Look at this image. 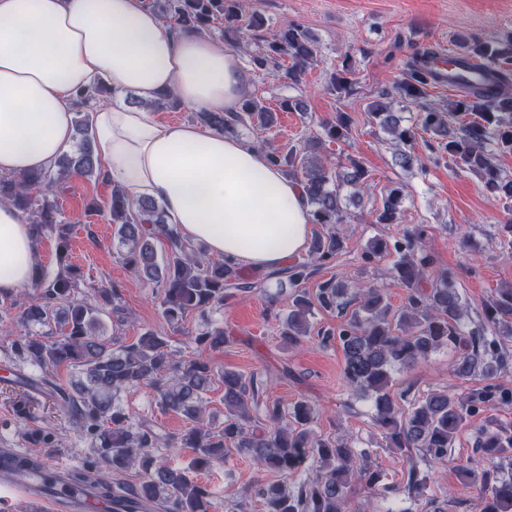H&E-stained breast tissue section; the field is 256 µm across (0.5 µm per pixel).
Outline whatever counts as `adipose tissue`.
Here are the masks:
<instances>
[{"label":"adipose tissue","instance_id":"obj_1","mask_svg":"<svg viewBox=\"0 0 512 512\" xmlns=\"http://www.w3.org/2000/svg\"><path fill=\"white\" fill-rule=\"evenodd\" d=\"M112 85L91 114L106 178L161 204L180 237L245 268L302 253L311 209L300 183L248 141L191 122L159 123L164 91L209 112L236 110L246 72L223 43L174 32L143 0H0V175L53 167L73 137L78 91ZM134 92L139 105L125 104ZM30 214L0 202V295L29 286L38 264Z\"/></svg>","mask_w":512,"mask_h":512}]
</instances>
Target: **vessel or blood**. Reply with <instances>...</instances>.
<instances>
[{
    "label": "vessel or blood",
    "instance_id": "obj_1",
    "mask_svg": "<svg viewBox=\"0 0 512 512\" xmlns=\"http://www.w3.org/2000/svg\"><path fill=\"white\" fill-rule=\"evenodd\" d=\"M64 463L50 464L23 452L0 453V490L20 495L45 512H156L131 494H107L72 477Z\"/></svg>",
    "mask_w": 512,
    "mask_h": 512
}]
</instances>
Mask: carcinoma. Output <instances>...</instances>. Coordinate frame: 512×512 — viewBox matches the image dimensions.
Returning a JSON list of instances; mask_svg holds the SVG:
<instances>
[{
	"instance_id": "obj_1",
	"label": "carcinoma",
	"mask_w": 512,
	"mask_h": 512,
	"mask_svg": "<svg viewBox=\"0 0 512 512\" xmlns=\"http://www.w3.org/2000/svg\"><path fill=\"white\" fill-rule=\"evenodd\" d=\"M147 5L179 30H211L220 19L230 24L234 43L242 42L244 31L259 26L253 18L241 22L238 0H147ZM472 58L493 65L489 82L469 84L451 109L472 119L453 129L446 116L430 108L422 118V129L440 137L436 149L448 155L458 168L480 176L488 192L512 207V175L498 166L497 157L512 153V40L481 42L460 40ZM434 51L415 61L408 78L400 85L411 99L423 97L426 86L437 81ZM288 61L285 78L299 81L318 61L314 37L298 26H284L272 32L264 49L252 58L260 69L280 68ZM82 108L75 112V146L64 152L50 171H35L19 178L0 177V201L9 202L32 216L36 241L52 237L57 269L54 275L39 273L32 283L33 295L18 313H12L16 300L0 299V321L5 317L25 329L14 341L18 358L35 370L24 376L25 386L49 396L57 407L82 430L92 436L102 466L119 475L133 467L141 470L137 485L117 482L116 488L132 495L161 501L168 512H210L211 489L199 475L223 464L236 451L255 464L276 472L280 480L256 487L254 495L264 512H347V495L358 481L375 495L400 491L419 498L426 490V478L411 463L405 484L398 488L383 482L365 451L352 448L342 436H322L314 432L315 408L301 398L282 411L276 401L265 399L267 380L232 371H215L210 352L227 342L222 327L199 333L194 342V359L176 360L168 341L158 332L145 329L116 349L103 338L102 316L118 314L120 289L102 284L93 293L79 294L84 282L80 267L71 260L73 224L62 216L57 196L63 180L77 174L87 179L100 173L90 138L89 102L112 97V86L105 83L79 92ZM152 111L181 108L171 92L159 95L149 104ZM383 131L400 146L395 164L403 169L423 170L425 164L414 150V126L404 125L400 113L384 105L370 113ZM195 119L205 126L234 134L240 126L256 124L265 129L274 125V113L259 101L245 98L235 112H198ZM351 117L345 112L322 124V133L308 137L300 147L281 148L261 144L268 161L296 178L312 209L313 223L323 226L342 224L345 212L340 193L345 186L358 194L368 186V171L356 159L333 166L325 163L326 142L344 141L351 133ZM406 199L404 185L387 188L378 224H395ZM89 210L106 215L116 226L122 262L157 290L161 316L170 325L180 324L187 315H205L213 307L248 293L252 282L244 269L225 260H212L206 249L183 241L166 222L164 209L150 200L133 201L127 191L112 187L110 199L92 202ZM165 238L170 250L158 256L157 242ZM425 225L417 224L403 238L389 244L382 239L370 242L368 258L395 251L393 270L405 288L404 305L394 311L377 288L329 280L319 289L317 301L323 308H338L353 300L359 302L348 322L326 340H335L345 356L346 386L373 400L372 419L388 447L401 451L418 449L431 460H441L467 417L485 403L498 400L512 403V391L498 392L486 385L460 396L446 388L431 390L408 407L391 390V375L411 367L443 347L458 353L453 375L468 379L480 375L495 378L508 364L503 339L512 338V286L499 288L473 320L462 301L455 272L443 270L427 283L431 258L425 249ZM343 248L342 238L333 232L317 234L310 241L307 258L294 261L266 275L277 280V288L294 286L291 305L282 321L279 335L296 348L308 333L312 301L297 289L312 268L324 265ZM58 340H50L53 331ZM224 385V427L213 431L204 425L207 394L216 382ZM138 386L151 388L164 411L181 415L187 427L171 436L158 426L135 423L119 403V392ZM28 439L40 448L57 446L50 427L27 431ZM189 448L193 457L185 468H171L157 461L154 448ZM481 458L459 467L485 496L482 512H512V426L491 424L477 437ZM312 461L319 472L314 479L288 482L300 467Z\"/></svg>"
}]
</instances>
